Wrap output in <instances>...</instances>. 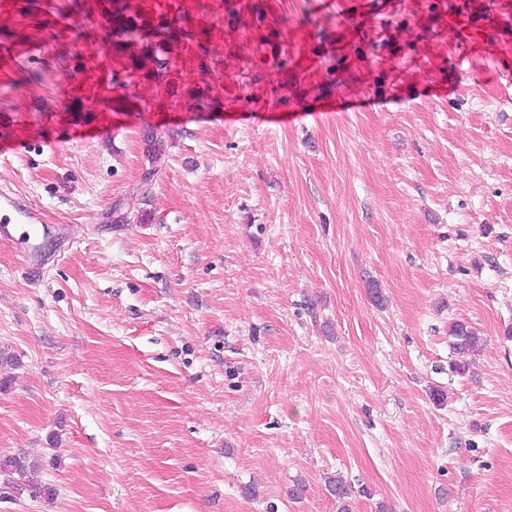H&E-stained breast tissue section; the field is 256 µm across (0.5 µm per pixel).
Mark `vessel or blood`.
I'll list each match as a JSON object with an SVG mask.
<instances>
[{
    "label": "vessel or blood",
    "instance_id": "1",
    "mask_svg": "<svg viewBox=\"0 0 512 512\" xmlns=\"http://www.w3.org/2000/svg\"><path fill=\"white\" fill-rule=\"evenodd\" d=\"M53 231L41 212L19 202L9 193L0 192V239L11 243L22 261L25 274H32L40 265L42 245Z\"/></svg>",
    "mask_w": 512,
    "mask_h": 512
}]
</instances>
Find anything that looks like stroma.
I'll return each mask as SVG.
<instances>
[{"instance_id":"stroma-1","label":"stroma","mask_w":512,"mask_h":512,"mask_svg":"<svg viewBox=\"0 0 512 512\" xmlns=\"http://www.w3.org/2000/svg\"><path fill=\"white\" fill-rule=\"evenodd\" d=\"M93 2L0 0V512H512V0H140L163 82ZM109 21L112 44L126 50L133 49L129 58L131 65L147 78H161L168 73L167 60L172 54V47L181 40L190 42L193 39L181 27L173 30L169 25L147 32L144 19L138 13L130 14L124 3L114 10ZM53 228L51 224H45L36 207L22 204L7 192H0V239L11 243L28 277L40 269L42 245ZM452 357L448 366L451 372L463 376L470 370L473 357L482 349L484 339L470 324L452 322L448 326Z\"/></svg>"}]
</instances>
